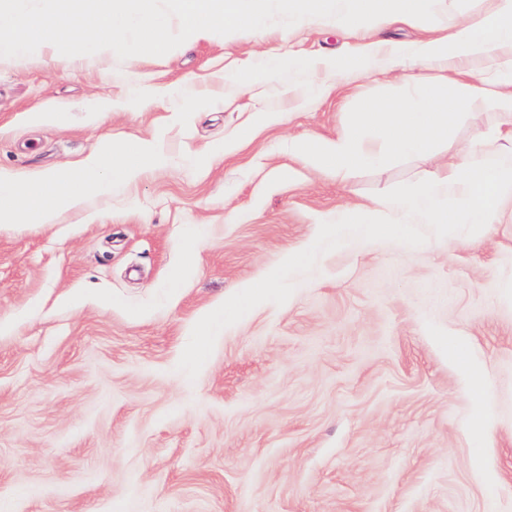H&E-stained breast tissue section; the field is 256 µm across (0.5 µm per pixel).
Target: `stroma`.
Here are the masks:
<instances>
[{
	"label": "stroma",
	"instance_id": "1",
	"mask_svg": "<svg viewBox=\"0 0 512 512\" xmlns=\"http://www.w3.org/2000/svg\"><path fill=\"white\" fill-rule=\"evenodd\" d=\"M495 6L438 0L431 28L398 20L357 38L309 22L163 56L37 52L0 67V169L65 170L106 137L155 139L165 159L56 223L0 224L1 506L512 512V203L476 241L464 224L444 239L412 224L319 242L337 209L422 183L475 127L511 132L512 117L462 112L430 153L344 178L293 150L445 75L365 58V44L414 50ZM317 59L347 65L344 83L295 66ZM111 100L90 123L86 106ZM38 110L64 118L29 122ZM289 253L303 258L289 288L190 365L203 316Z\"/></svg>",
	"mask_w": 512,
	"mask_h": 512
}]
</instances>
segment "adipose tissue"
<instances>
[{"instance_id": "adipose-tissue-1", "label": "adipose tissue", "mask_w": 512, "mask_h": 512, "mask_svg": "<svg viewBox=\"0 0 512 512\" xmlns=\"http://www.w3.org/2000/svg\"><path fill=\"white\" fill-rule=\"evenodd\" d=\"M366 51L386 52L409 69L442 60L464 65L465 71L462 79L444 82L418 101L368 103L337 139L296 145V152L314 166L346 174L389 152L429 153L435 140L448 135L460 111L477 100H497L512 112V0H497L495 12L453 24L448 39L427 41L418 52L384 42L369 44ZM374 126L381 128V140L368 136ZM459 155V162L438 168L410 193L382 195L337 212L327 222L324 242L400 224H468L478 231L496 223L512 200V135L493 137L475 130ZM162 162L153 141L142 139L130 147L108 140L63 172L36 171L21 178L1 170L0 223H54L61 212L82 209L89 195L112 194ZM259 296L252 288L245 297L209 311L200 323L194 357H204L210 337L222 333L225 317L241 315Z\"/></svg>"}]
</instances>
